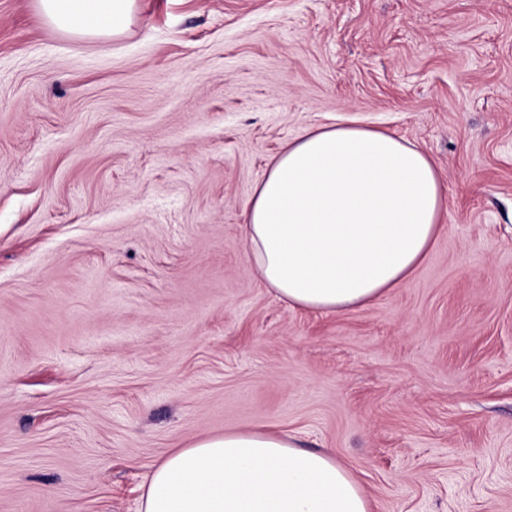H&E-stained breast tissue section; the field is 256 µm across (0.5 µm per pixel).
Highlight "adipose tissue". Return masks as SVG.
I'll use <instances>...</instances> for the list:
<instances>
[{"mask_svg":"<svg viewBox=\"0 0 512 512\" xmlns=\"http://www.w3.org/2000/svg\"><path fill=\"white\" fill-rule=\"evenodd\" d=\"M136 0H37L79 37H116ZM448 188L408 139L356 123L307 127L271 161L244 210L251 270L290 308L338 313L405 287L444 231ZM141 512H371L355 476L291 433L227 432L163 458Z\"/></svg>","mask_w":512,"mask_h":512,"instance_id":"adipose-tissue-1","label":"adipose tissue"}]
</instances>
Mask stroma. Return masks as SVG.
<instances>
[{
    "instance_id": "obj_1",
    "label": "stroma",
    "mask_w": 512,
    "mask_h": 512,
    "mask_svg": "<svg viewBox=\"0 0 512 512\" xmlns=\"http://www.w3.org/2000/svg\"><path fill=\"white\" fill-rule=\"evenodd\" d=\"M351 118L433 158L445 231L386 298L291 309L243 211ZM259 428L371 512H512V0H136L109 41L0 0V512H138Z\"/></svg>"
}]
</instances>
